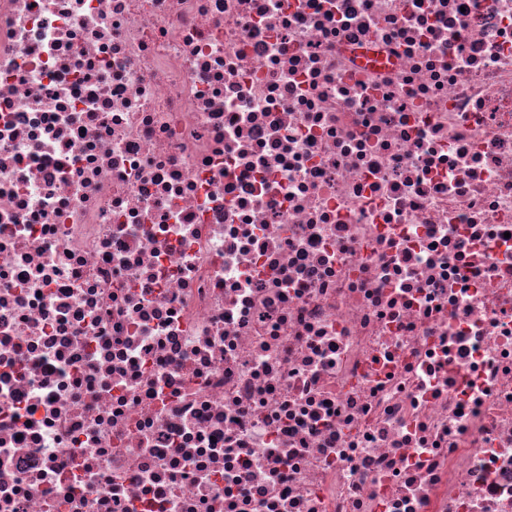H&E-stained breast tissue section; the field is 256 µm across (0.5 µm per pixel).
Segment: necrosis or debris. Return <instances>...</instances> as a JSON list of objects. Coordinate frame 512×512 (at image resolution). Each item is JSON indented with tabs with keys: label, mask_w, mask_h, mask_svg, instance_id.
Returning <instances> with one entry per match:
<instances>
[{
	"label": "necrosis or debris",
	"mask_w": 512,
	"mask_h": 512,
	"mask_svg": "<svg viewBox=\"0 0 512 512\" xmlns=\"http://www.w3.org/2000/svg\"><path fill=\"white\" fill-rule=\"evenodd\" d=\"M0 512H512V0H0Z\"/></svg>",
	"instance_id": "obj_1"
}]
</instances>
